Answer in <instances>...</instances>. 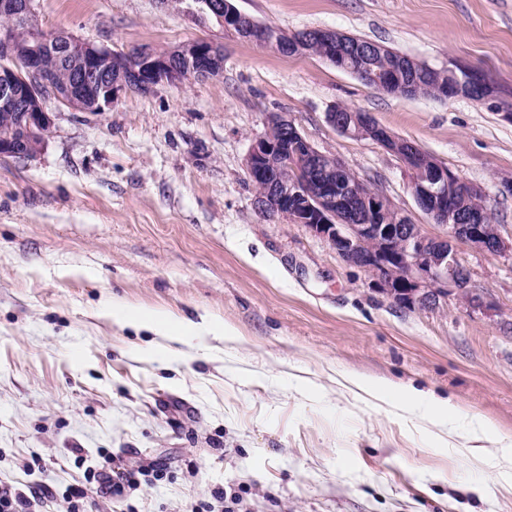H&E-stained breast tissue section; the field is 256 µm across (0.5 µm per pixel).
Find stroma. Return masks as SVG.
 Segmentation results:
<instances>
[{
	"mask_svg": "<svg viewBox=\"0 0 512 512\" xmlns=\"http://www.w3.org/2000/svg\"><path fill=\"white\" fill-rule=\"evenodd\" d=\"M289 32L327 28L512 98V0H234ZM37 24L114 50L205 38L222 74L122 94L103 112L49 102L33 158L0 157V480L63 493L103 451L168 476L100 512H192L236 489L248 512H512V255L457 247L478 303L402 307L304 226L263 216L245 159L270 113L431 235L401 161L335 131L336 105L373 113L479 187L512 235V123L494 101L397 97L313 55L224 31L196 0H34ZM236 330L172 340L116 324L112 305ZM350 375L448 400L465 432L344 384Z\"/></svg>",
	"mask_w": 512,
	"mask_h": 512,
	"instance_id": "stroma-1",
	"label": "stroma"
}]
</instances>
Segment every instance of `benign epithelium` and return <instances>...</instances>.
<instances>
[{"label": "benign epithelium", "instance_id": "benign-epithelium-1", "mask_svg": "<svg viewBox=\"0 0 512 512\" xmlns=\"http://www.w3.org/2000/svg\"><path fill=\"white\" fill-rule=\"evenodd\" d=\"M201 10L219 22L224 30L245 27L248 38L272 45L268 26L246 20L231 0H196ZM0 17L25 21L33 17L32 0H0ZM304 41H322L329 46L324 59L339 65L349 53H366L375 46H360L327 29H310ZM189 50L187 64L177 58L141 48L135 52L116 51L64 32L47 33L31 29L24 45L12 29L0 30V104L17 114V123L0 134V156L33 157L45 145L52 118L46 101L74 110L86 104L95 112L112 107L121 94L146 92L166 83L181 85L190 79L218 76V45L197 39L182 44ZM77 55L70 80L59 85L45 56ZM482 87L478 100L495 96V90L477 72L448 65V87L444 99L474 97L473 86ZM328 123L339 133L374 141L395 154L411 174V189L419 208L434 223L446 228V235L432 236L400 212L382 193L355 177L343 180L349 170L335 161L336 177L322 167L325 154L316 149L283 113L268 117L263 134L255 137L245 159L249 182L260 187L256 203L261 214L268 212L293 224H302L323 238L349 265L366 271L377 290L393 303L405 307L435 305L448 296V289L464 291L471 283L469 269L460 261L456 245L467 244L489 255L512 253V243L501 231L493 234L484 227V210L465 211L459 199L481 198L480 189L461 180L440 162L426 171L413 164L423 152L418 145L390 133L371 113L343 112L336 106L327 113ZM277 155L280 162H272Z\"/></svg>", "mask_w": 512, "mask_h": 512}]
</instances>
